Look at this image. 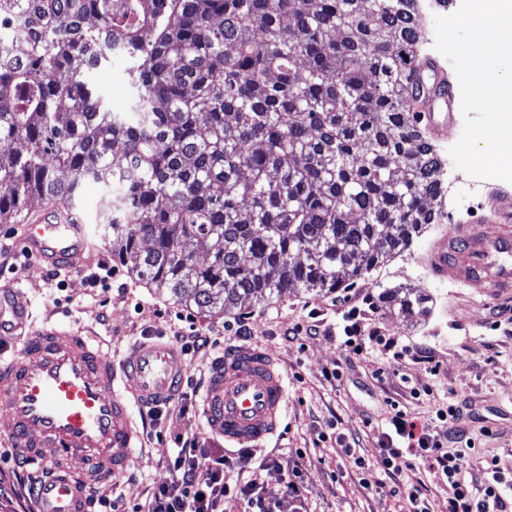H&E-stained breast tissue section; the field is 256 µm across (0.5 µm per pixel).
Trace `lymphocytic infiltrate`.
Segmentation results:
<instances>
[{
    "instance_id": "lymphocytic-infiltrate-1",
    "label": "lymphocytic infiltrate",
    "mask_w": 512,
    "mask_h": 512,
    "mask_svg": "<svg viewBox=\"0 0 512 512\" xmlns=\"http://www.w3.org/2000/svg\"><path fill=\"white\" fill-rule=\"evenodd\" d=\"M343 333V347L358 357L375 347L397 358L407 353L420 359L426 356L422 348L399 344L358 318L346 325ZM456 419L457 408L453 405L439 412L434 421L420 426L405 411L391 412L386 430L377 438V465L382 480L389 483V495L405 499L408 512H427L421 490L400 480L421 459L438 467L452 484L454 493L448 500V512H512V494L506 491L502 472L494 460L474 458L475 443L459 433ZM451 437L456 440L452 450L444 444ZM177 442L179 449L168 464L166 477L156 487L150 512H224L228 496L246 502L248 512H271L256 484L233 486L227 482V458L211 456L193 437L181 436Z\"/></svg>"
}]
</instances>
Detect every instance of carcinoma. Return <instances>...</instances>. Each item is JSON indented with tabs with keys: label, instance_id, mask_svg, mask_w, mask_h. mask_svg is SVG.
Segmentation results:
<instances>
[{
	"label": "carcinoma",
	"instance_id": "carcinoma-1",
	"mask_svg": "<svg viewBox=\"0 0 512 512\" xmlns=\"http://www.w3.org/2000/svg\"><path fill=\"white\" fill-rule=\"evenodd\" d=\"M0 224L101 186L102 238L201 310L333 293L440 220L419 0H0ZM128 62L112 111L93 74ZM193 245L188 251L185 244ZM403 313L429 297L387 288Z\"/></svg>",
	"mask_w": 512,
	"mask_h": 512
}]
</instances>
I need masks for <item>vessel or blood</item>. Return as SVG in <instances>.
<instances>
[{"mask_svg":"<svg viewBox=\"0 0 512 512\" xmlns=\"http://www.w3.org/2000/svg\"><path fill=\"white\" fill-rule=\"evenodd\" d=\"M461 99L442 71L412 108L426 133L446 135ZM52 222L31 211L16 242L49 268H75L92 250L79 217L51 204ZM432 274L459 282L473 295L512 300V194L491 195L480 223L459 220L427 252ZM188 364L181 349L136 344L121 366L101 346L69 327L27 332L21 348L0 358V444L18 445L36 473V512H88L77 477L61 467L76 457L101 478L127 470L140 433L132 405L152 407L174 393ZM287 404L283 375L265 351L224 349L209 366L201 417L208 430L242 448L261 447L282 424Z\"/></svg>","mask_w":512,"mask_h":512,"instance_id":"vessel-or-blood-1","label":"vessel or blood"}]
</instances>
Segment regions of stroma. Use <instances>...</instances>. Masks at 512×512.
<instances>
[{"instance_id": "obj_1", "label": "stroma", "mask_w": 512, "mask_h": 512, "mask_svg": "<svg viewBox=\"0 0 512 512\" xmlns=\"http://www.w3.org/2000/svg\"><path fill=\"white\" fill-rule=\"evenodd\" d=\"M463 122V114L455 113L447 135L435 142L445 178L453 184L440 223L408 250L333 294L292 290L271 303L247 304L223 315L181 306L169 293L132 278L121 265L110 290L89 287L88 273L96 271L99 261L112 259V248L99 232V192L93 187L85 189L77 209L94 244L86 267L52 276L50 268L22 257L14 225L0 224V283L17 287L35 325L84 329L103 340L118 361L142 341L183 347L194 328L219 344H231L240 324L245 344L266 348L288 383L283 433L253 453L229 447L205 429L201 417L183 416L175 405L163 408L155 423L149 414L135 411L143 443L134 449L126 474L100 486L99 499H121L124 512H147L153 483L164 475L176 437L188 432L212 455L230 458L231 479L241 484L261 479L276 495L274 512H405L404 500L378 487L374 467L377 432L386 427L395 404L420 424L456 404L458 426L474 439L477 456L496 460L502 472L512 475V318L499 316L495 301L470 298L466 289L435 278L425 264L429 245L453 220L479 218L486 192L506 186L489 178L485 193L477 195L471 176L456 175L449 149ZM398 286L429 295V313L411 316L389 309L380 294ZM353 307L382 335L425 347L430 361L408 355L395 359L378 348L363 358L346 356L340 343L344 315ZM348 442L354 448L347 454L343 446ZM263 456L284 463L300 460L304 498L283 493L284 471H259ZM410 481L424 489L429 512H448L453 487L438 468L419 465Z\"/></svg>"}]
</instances>
